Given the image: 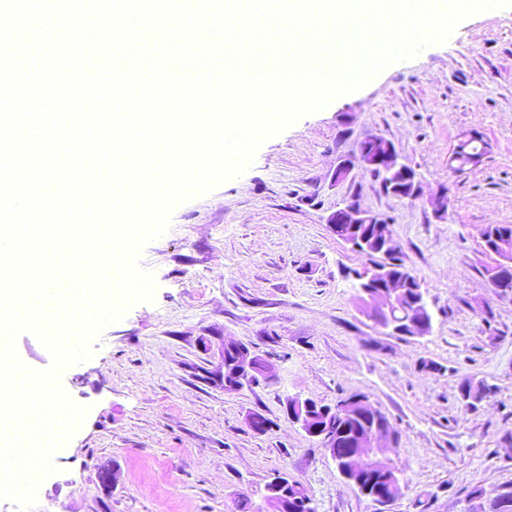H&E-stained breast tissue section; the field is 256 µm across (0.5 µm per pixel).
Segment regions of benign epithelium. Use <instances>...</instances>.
Masks as SVG:
<instances>
[{"label":"benign epithelium","instance_id":"1","mask_svg":"<svg viewBox=\"0 0 512 512\" xmlns=\"http://www.w3.org/2000/svg\"><path fill=\"white\" fill-rule=\"evenodd\" d=\"M360 169L368 173L380 175L381 184L389 194L407 200H417L423 196L421 182L415 170L400 160L395 144L384 137H366L359 142L356 152L341 160L336 166V182L342 183L351 178L354 170ZM336 236L353 249H360L357 241L352 238L351 226L356 224H371L376 233V249L371 251L375 261L360 275L358 295L365 315L388 335L426 336L432 326V314L429 310L425 294H420L413 304L415 319L405 326H395L390 320L389 313L401 299L402 288L405 287L406 277L392 272L391 257L394 254L395 241L390 229V221L362 208L354 197L346 202L344 207L337 209L329 218ZM224 348L236 355L235 368L232 375L224 378V390L235 391L249 381L253 373L254 358L240 344L232 341L224 343ZM314 408L313 400L292 398L286 404L289 418L299 424L301 429L311 438L317 440L334 462H339L336 456V439L329 425L308 426L307 411ZM342 420L354 417H368L374 420L373 425L364 432L355 434L352 444L357 448L355 457L359 463L360 474L355 479V485L370 492L367 477L375 478L382 475L386 482L379 494L372 498L384 505H389L400 490L403 480L402 471L388 457L389 443L393 440V430L382 413L374 408L365 397H358L350 404L341 405ZM296 480L282 475L271 481L266 488V499L275 503L279 512H301L307 508L309 501L302 502L291 497L290 488L298 487ZM492 499L499 501L502 512H512V488L499 487L488 493Z\"/></svg>","mask_w":512,"mask_h":512}]
</instances>
